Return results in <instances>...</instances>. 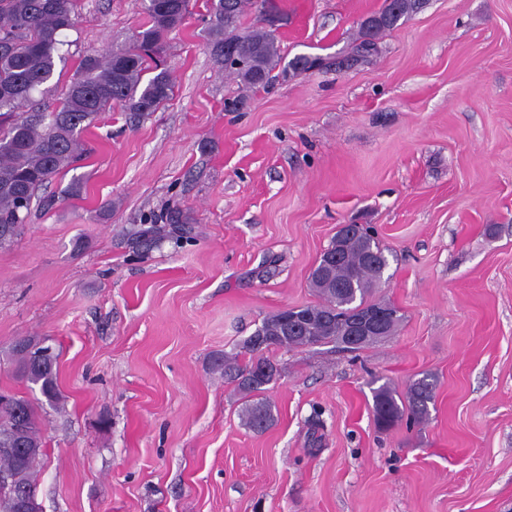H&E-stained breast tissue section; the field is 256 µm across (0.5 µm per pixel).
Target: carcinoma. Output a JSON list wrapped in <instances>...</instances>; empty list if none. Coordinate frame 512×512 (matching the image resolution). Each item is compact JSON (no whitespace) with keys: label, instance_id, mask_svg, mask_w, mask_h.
Returning a JSON list of instances; mask_svg holds the SVG:
<instances>
[{"label":"carcinoma","instance_id":"cac0c4a2","mask_svg":"<svg viewBox=\"0 0 512 512\" xmlns=\"http://www.w3.org/2000/svg\"><path fill=\"white\" fill-rule=\"evenodd\" d=\"M79 0H0V248L13 243L26 223L22 212H31L40 190L46 188L64 170L90 157L81 135L98 116L120 106L141 117L157 111L174 94L175 84L163 58L164 38L185 19L188 0H144L145 23L134 42L127 48L113 49L104 55L85 57L78 75L53 112H26L33 94L51 92L49 83L56 64L63 61L58 39L61 31L75 25ZM265 0H210L205 34L218 63H224V44L235 48L240 66H226L224 72L241 79L252 88L268 85L281 59L280 45L273 28L257 30L243 26L245 7L264 15ZM422 0H392L380 11L360 23V41L350 60L365 59L377 40L398 22L417 11ZM339 257L328 259L325 249L310 273L309 284L319 297L314 305L302 307L307 316L294 331L283 322L280 310L265 319L261 326L265 340L258 344L253 337L242 342L237 358H219L224 376L235 383L244 397L259 400L246 407L244 424L253 431L267 429L271 410L260 395L269 390L255 369L277 370L266 356L272 349L333 344L348 350L349 321L371 309L390 311L381 335L368 336L361 347L392 335L402 315L383 299L373 298L389 265L385 250L365 228L336 232ZM46 340L24 337L15 342L12 355L18 376L39 386L41 394L53 404L60 400L57 385L59 354L38 363L34 352ZM12 406L0 408V512H21L24 498L38 497V472L45 455L38 408L28 399L10 394ZM435 398L434 382L428 377L415 380L404 400L386 384L373 390V413L376 425L388 430L403 416L415 422L429 415Z\"/></svg>","mask_w":512,"mask_h":512}]
</instances>
